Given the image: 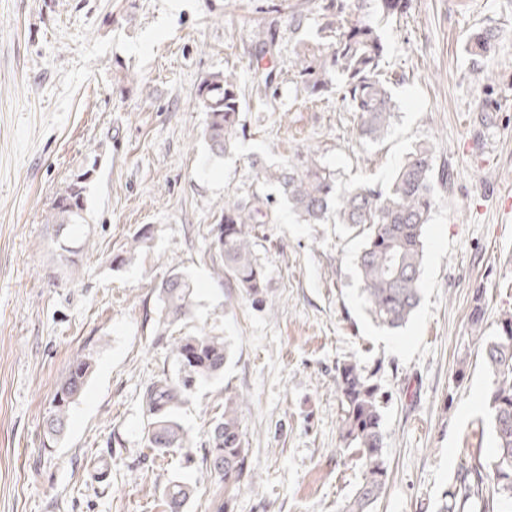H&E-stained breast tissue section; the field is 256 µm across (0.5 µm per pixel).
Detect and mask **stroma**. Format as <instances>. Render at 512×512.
<instances>
[{
  "instance_id": "stroma-1",
  "label": "stroma",
  "mask_w": 512,
  "mask_h": 512,
  "mask_svg": "<svg viewBox=\"0 0 512 512\" xmlns=\"http://www.w3.org/2000/svg\"><path fill=\"white\" fill-rule=\"evenodd\" d=\"M312 0H0V512H162L159 492L197 485L186 512H341L362 479L339 438L336 365L354 357L385 395L388 482L376 512H436L461 459L495 450L486 342L512 314V0H409L379 22L398 112L384 139H356L339 92L297 94L292 13ZM277 24L275 102L253 90L252 28ZM499 32L487 60L465 49ZM124 66L139 82L116 85ZM234 72L245 92L236 151L211 158L195 111L200 80ZM435 148L452 187L438 190L424 230L421 298L396 331L379 327L356 274L364 238L342 224L294 223L284 202L258 225L261 305L217 278L209 245L229 194L272 193L267 163L315 152L340 183L385 185L415 144ZM94 167L87 216L64 238L52 200ZM153 236L130 263L112 258L141 227ZM193 283L181 334L223 337L221 376L197 383L178 413L193 441L166 458L144 448L140 395L183 370L157 336L163 264ZM75 278H68L69 268ZM486 317L472 333L473 292ZM93 372L66 432L43 421L77 353ZM247 403L253 479L232 504L202 458L225 390Z\"/></svg>"
}]
</instances>
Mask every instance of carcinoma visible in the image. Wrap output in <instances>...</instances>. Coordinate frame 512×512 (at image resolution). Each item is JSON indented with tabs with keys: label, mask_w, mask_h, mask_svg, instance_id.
<instances>
[{
	"label": "carcinoma",
	"mask_w": 512,
	"mask_h": 512,
	"mask_svg": "<svg viewBox=\"0 0 512 512\" xmlns=\"http://www.w3.org/2000/svg\"><path fill=\"white\" fill-rule=\"evenodd\" d=\"M365 0H314L317 19L315 38L299 39L294 45L296 89L308 97H320L336 88L350 110L359 113L356 136L378 141L389 130L397 110L390 82L383 74L385 44L377 26L357 17ZM383 17L406 11L408 0H372ZM491 31L475 33L467 47L474 56L487 53ZM281 31L261 25L251 33L258 59H274L279 52ZM256 90L276 91L277 69L269 66L256 72ZM193 107L206 113L200 136L212 157L220 159L236 149L241 124L242 89L236 76L213 72L199 82ZM250 167L255 178L278 190L279 196L300 224L332 221L348 226H368L369 233L357 256L356 269L361 293L374 321L387 330H397L409 321L420 300L423 234L437 203L435 186L446 184L436 171L434 147L416 144L396 169L388 185L367 182L340 186L336 173L322 166L316 153L297 161L267 165L257 156ZM94 169L73 175L46 211L45 223L60 230L86 223V191ZM270 196L253 192L224 198L219 232L210 249L218 263L215 272L224 276L241 294L259 301L264 272L254 251L256 225L272 223ZM151 238L140 229L127 241L112 262L122 266L132 260ZM167 287H157L160 334L182 321L190 312L194 291L183 273L172 268L162 277ZM484 322L482 291H474L469 314L472 329ZM498 339L486 343L484 361L492 377L487 393L492 409L491 430L495 451L489 461L466 460L454 473L451 486L436 512H512V315L500 322ZM170 353L187 372L185 377L164 375L148 384L142 393L143 447L163 457L189 444L179 422L178 410L193 383L217 378L224 373L228 349L224 337L199 331L166 338ZM92 359L76 356L57 383L49 402L47 433H63L69 411L80 397L92 373ZM336 384L341 402L339 435L345 445L358 452L363 477L342 512H375L388 481L385 435L382 429L383 395L374 375L350 358L336 366ZM244 399L224 388V404L207 433L205 468L216 471L222 462L224 508L241 489L250 473L242 415ZM195 493L189 482L172 481L160 493L163 512H185Z\"/></svg>",
	"instance_id": "carcinoma-1"
}]
</instances>
